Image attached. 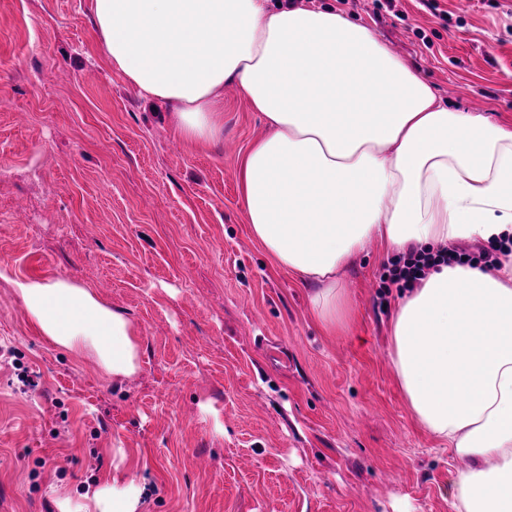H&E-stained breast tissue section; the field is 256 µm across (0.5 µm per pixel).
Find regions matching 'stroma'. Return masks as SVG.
<instances>
[{
    "instance_id": "stroma-1",
    "label": "stroma",
    "mask_w": 512,
    "mask_h": 512,
    "mask_svg": "<svg viewBox=\"0 0 512 512\" xmlns=\"http://www.w3.org/2000/svg\"><path fill=\"white\" fill-rule=\"evenodd\" d=\"M320 2L512 125V0ZM91 5L0 0V269L93 288L138 328L140 368L115 382L50 345L0 279V512L114 477L144 485V512H454L467 463L413 424L389 360L394 253L368 243L325 329L246 223L265 118L231 83L223 139L182 141L113 73Z\"/></svg>"
}]
</instances>
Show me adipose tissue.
I'll return each mask as SVG.
<instances>
[{
    "mask_svg": "<svg viewBox=\"0 0 512 512\" xmlns=\"http://www.w3.org/2000/svg\"><path fill=\"white\" fill-rule=\"evenodd\" d=\"M113 71L149 102L173 104L174 132L224 133L225 84L271 132L239 181L251 236L312 285L323 325L343 272L370 241L400 253L512 238V128L444 104L366 25L316 0H93ZM31 326L104 374L133 376L137 327L67 278L17 279ZM390 358L414 424L468 462L455 512H512V252L491 268L437 263L403 291ZM58 512H140L144 488L113 479Z\"/></svg>",
    "mask_w": 512,
    "mask_h": 512,
    "instance_id": "obj_1",
    "label": "adipose tissue"
}]
</instances>
